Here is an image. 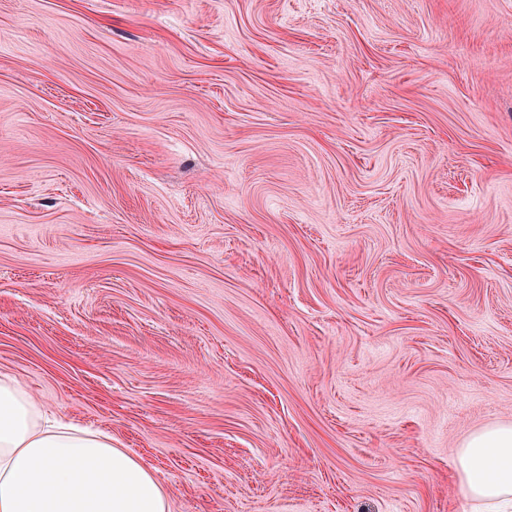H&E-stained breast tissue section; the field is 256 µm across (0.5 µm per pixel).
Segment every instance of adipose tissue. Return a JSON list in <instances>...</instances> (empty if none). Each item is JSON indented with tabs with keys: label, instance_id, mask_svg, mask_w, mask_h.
I'll list each match as a JSON object with an SVG mask.
<instances>
[{
	"label": "adipose tissue",
	"instance_id": "1",
	"mask_svg": "<svg viewBox=\"0 0 512 512\" xmlns=\"http://www.w3.org/2000/svg\"><path fill=\"white\" fill-rule=\"evenodd\" d=\"M457 471L474 512H512V424L472 434ZM0 512H168V496L111 435L50 420L0 373Z\"/></svg>",
	"mask_w": 512,
	"mask_h": 512
}]
</instances>
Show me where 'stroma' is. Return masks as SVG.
Returning <instances> with one entry per match:
<instances>
[{
  "label": "stroma",
  "mask_w": 512,
  "mask_h": 512,
  "mask_svg": "<svg viewBox=\"0 0 512 512\" xmlns=\"http://www.w3.org/2000/svg\"><path fill=\"white\" fill-rule=\"evenodd\" d=\"M0 372L170 512H472L512 0H0Z\"/></svg>",
  "instance_id": "obj_1"
}]
</instances>
